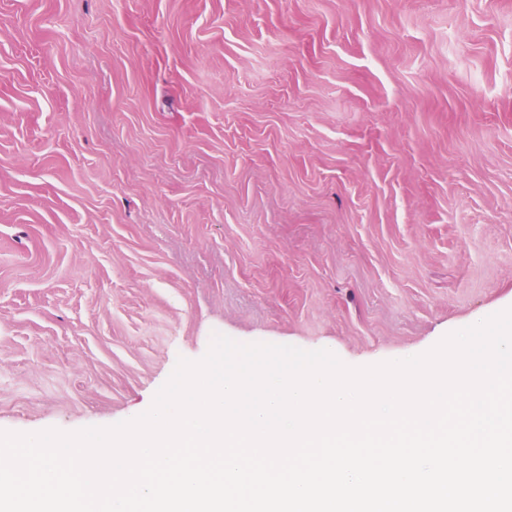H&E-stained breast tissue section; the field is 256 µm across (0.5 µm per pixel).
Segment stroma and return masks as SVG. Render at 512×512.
I'll return each mask as SVG.
<instances>
[{
	"label": "stroma",
	"mask_w": 512,
	"mask_h": 512,
	"mask_svg": "<svg viewBox=\"0 0 512 512\" xmlns=\"http://www.w3.org/2000/svg\"><path fill=\"white\" fill-rule=\"evenodd\" d=\"M511 304L512 0H0V430Z\"/></svg>",
	"instance_id": "stroma-1"
}]
</instances>
